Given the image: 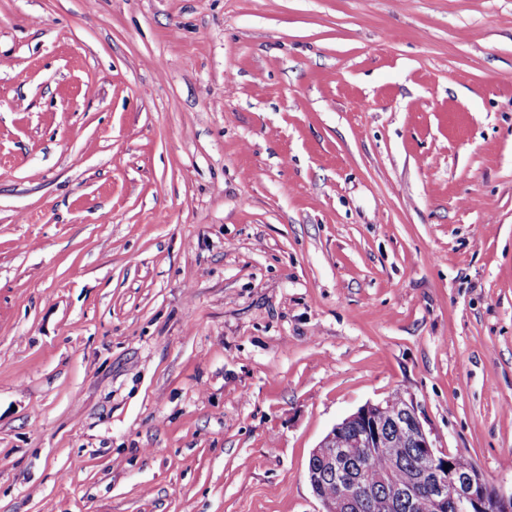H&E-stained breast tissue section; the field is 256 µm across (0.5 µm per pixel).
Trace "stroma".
Wrapping results in <instances>:
<instances>
[{"instance_id": "1", "label": "stroma", "mask_w": 512, "mask_h": 512, "mask_svg": "<svg viewBox=\"0 0 512 512\" xmlns=\"http://www.w3.org/2000/svg\"><path fill=\"white\" fill-rule=\"evenodd\" d=\"M512 0H0V512H319L400 392L512 492Z\"/></svg>"}]
</instances>
